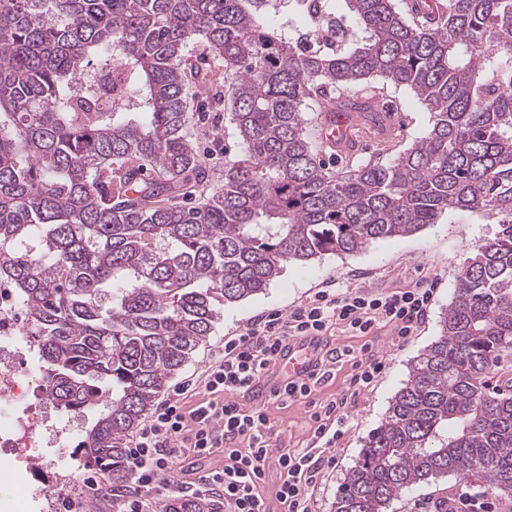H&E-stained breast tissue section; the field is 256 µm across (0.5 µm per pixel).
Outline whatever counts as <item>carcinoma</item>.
Listing matches in <instances>:
<instances>
[{
  "mask_svg": "<svg viewBox=\"0 0 512 512\" xmlns=\"http://www.w3.org/2000/svg\"><path fill=\"white\" fill-rule=\"evenodd\" d=\"M336 47L307 50L271 0H0V277L46 363L47 401L95 413L80 453L112 491L126 443L225 306L290 263L354 255L445 212L499 217L440 336L364 441L335 512H386L441 474L512 500V0H343ZM224 62L240 141L224 184L193 143L190 47ZM381 78L433 114L390 163L338 177L304 114ZM165 512H216L176 497Z\"/></svg>",
  "mask_w": 512,
  "mask_h": 512,
  "instance_id": "carcinoma-1",
  "label": "carcinoma"
}]
</instances>
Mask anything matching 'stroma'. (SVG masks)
Returning <instances> with one entry per match:
<instances>
[{
  "label": "stroma",
  "mask_w": 512,
  "mask_h": 512,
  "mask_svg": "<svg viewBox=\"0 0 512 512\" xmlns=\"http://www.w3.org/2000/svg\"><path fill=\"white\" fill-rule=\"evenodd\" d=\"M344 96L350 100L369 101L371 108L380 111L381 120L373 124L365 113H355L351 127L354 145L350 150L340 152L322 141V112L309 110L307 131L314 149L331 169L345 163L357 165L373 157L391 161L419 140L432 123L431 113L413 93L378 78L372 79L367 88L348 89ZM192 112L198 147H213L209 165L215 170H223L225 162L234 159L240 150L228 114L211 113L198 106L193 107ZM497 229L496 217L454 210L414 235L378 240L351 256L329 254L307 265H288L264 293L225 306L212 336L199 346L171 383L175 386L191 384L198 398H206L204 372L220 351L225 337L241 333L249 321L270 311L289 313L327 284L382 295L395 288L413 287L425 280L432 282L431 308L406 343L393 341L386 328L366 336H355L338 325L327 333L329 348L349 346L357 350L366 344L385 360L384 371L358 397L351 410L350 430L335 450V466L326 469L322 481L310 492L313 512H334L337 490L356 462L367 435L384 421L392 398L407 382L418 355L439 337L463 268ZM311 406L297 403L283 409L274 401H265L264 409L273 424L270 438L273 450L287 451L307 445L312 435ZM74 421V443L62 450L69 463L68 481L59 483L53 472L44 468L23 470L10 478H0V512H43L31 494L44 484L51 485L62 505L69 504L75 495L86 500L102 496L107 483L101 474L80 466L75 460V444L81 441L90 419L78 415ZM222 458L219 451L200 456L194 449L184 448L176 466L164 475L160 487L148 496L147 512H165L168 500L178 494L177 484L184 473L204 474ZM461 492L494 502L498 512H512V502L494 498L493 494L452 475H441L413 486L389 505L388 512H419L420 508Z\"/></svg>",
  "instance_id": "1"
}]
</instances>
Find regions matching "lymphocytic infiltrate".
Masks as SVG:
<instances>
[{
  "instance_id": "lymphocytic-infiltrate-1",
  "label": "lymphocytic infiltrate",
  "mask_w": 512,
  "mask_h": 512,
  "mask_svg": "<svg viewBox=\"0 0 512 512\" xmlns=\"http://www.w3.org/2000/svg\"><path fill=\"white\" fill-rule=\"evenodd\" d=\"M432 295V289L424 287L380 296L350 288L322 291L289 315L275 311L248 324L239 336L225 340L223 355L207 371L205 387L211 400L187 411L182 399H166L128 448L127 466L139 488H156L183 446L201 455L220 448L223 465L198 480L183 482V489L199 493L223 489L228 512H271L262 486L268 466L273 465L280 473L275 497L281 512H311L307 494L321 478L322 453L336 447L348 432L349 406L381 374L384 362L376 355L357 360L345 391L326 405V421L314 429L308 447L277 455L270 448L272 425L265 410L245 406L240 395L252 392L274 370L283 347L294 336L322 337L337 324L365 336L382 325L392 327L399 341H406L424 318Z\"/></svg>"
}]
</instances>
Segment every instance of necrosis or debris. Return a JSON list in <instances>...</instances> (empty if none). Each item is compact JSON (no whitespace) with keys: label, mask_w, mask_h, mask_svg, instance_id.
I'll return each instance as SVG.
<instances>
[{"label":"necrosis or debris","mask_w":512,"mask_h":512,"mask_svg":"<svg viewBox=\"0 0 512 512\" xmlns=\"http://www.w3.org/2000/svg\"><path fill=\"white\" fill-rule=\"evenodd\" d=\"M44 363L17 289L0 279V402L11 408L0 422V464L59 473L63 467L49 450L67 444L73 428L36 405L45 393Z\"/></svg>","instance_id":"4bbe7bcc"}]
</instances>
